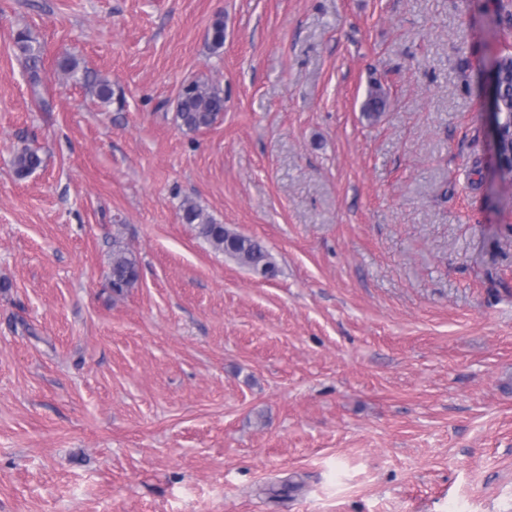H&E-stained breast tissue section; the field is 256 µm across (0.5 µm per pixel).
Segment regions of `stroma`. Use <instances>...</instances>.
Segmentation results:
<instances>
[{
	"instance_id": "35a3bbf8",
	"label": "stroma",
	"mask_w": 512,
	"mask_h": 512,
	"mask_svg": "<svg viewBox=\"0 0 512 512\" xmlns=\"http://www.w3.org/2000/svg\"><path fill=\"white\" fill-rule=\"evenodd\" d=\"M510 54L512 0H0V512H512ZM14 46L25 60L31 61L33 67L36 68L42 55V48L30 35L26 32H19L14 38ZM58 70L67 78L76 83H83L95 94L97 99L105 105L112 103V85L106 80H98L97 77L85 70L80 73L78 62L71 56H64L58 61ZM508 59L512 60V57L508 56L501 58V62L499 63L495 74V80L497 87L501 92L502 102L501 104L499 103V107H497V90L496 86H494L493 112H488V115H492V135L495 164L498 171L500 172L501 178L503 180L512 181V170L508 171L502 168L500 171V167L505 165V159L501 154H506L509 151V138L503 135L501 130L500 135L498 136L497 124V116L501 112L500 119L498 118L499 124L502 126L506 134L509 133L512 121V70L511 65L506 62ZM499 139L501 151H499ZM388 92L376 80L370 82L362 112L367 120L377 121L388 105ZM224 112V95L213 85L193 82L178 96L175 119L186 132L212 127ZM42 164V158L36 150L23 148L16 153L12 166L18 178H25L37 170ZM181 220L190 224L198 238L217 252L237 260L249 271L256 274L260 266H266L278 273L279 267L266 247L257 239L244 236L224 224L217 223L199 205L185 200L181 205ZM139 278L138 264L132 251L119 240L113 241L109 284L112 291L122 294L133 288Z\"/></svg>"
}]
</instances>
